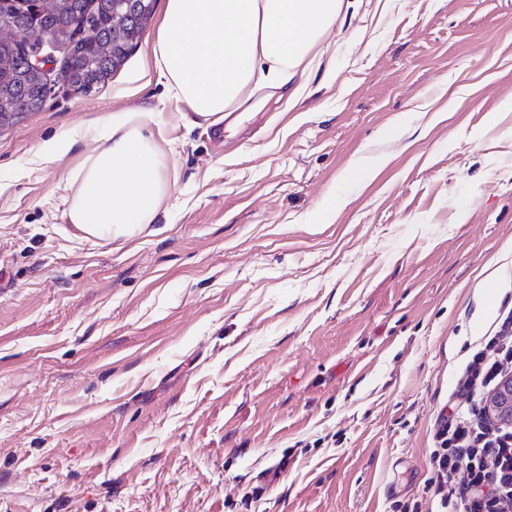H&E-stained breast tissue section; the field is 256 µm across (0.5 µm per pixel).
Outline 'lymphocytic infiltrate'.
<instances>
[{
  "mask_svg": "<svg viewBox=\"0 0 512 512\" xmlns=\"http://www.w3.org/2000/svg\"><path fill=\"white\" fill-rule=\"evenodd\" d=\"M512 373V309L473 349L436 422L428 490L437 512H512V426L486 412V400Z\"/></svg>",
  "mask_w": 512,
  "mask_h": 512,
  "instance_id": "lymphocytic-infiltrate-1",
  "label": "lymphocytic infiltrate"
}]
</instances>
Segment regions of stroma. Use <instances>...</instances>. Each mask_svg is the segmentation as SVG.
<instances>
[{"label": "stroma", "mask_w": 512, "mask_h": 512, "mask_svg": "<svg viewBox=\"0 0 512 512\" xmlns=\"http://www.w3.org/2000/svg\"><path fill=\"white\" fill-rule=\"evenodd\" d=\"M165 5L98 89L0 125V512L427 504L455 371L512 305V0H356L295 105L214 124L140 77ZM126 112L170 196L88 240L67 173Z\"/></svg>", "instance_id": "35a3bbf8"}]
</instances>
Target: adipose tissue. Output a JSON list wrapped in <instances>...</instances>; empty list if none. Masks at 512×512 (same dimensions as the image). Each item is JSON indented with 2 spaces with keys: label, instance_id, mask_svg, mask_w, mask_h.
Returning a JSON list of instances; mask_svg holds the SVG:
<instances>
[{
  "label": "adipose tissue",
  "instance_id": "adipose-tissue-1",
  "mask_svg": "<svg viewBox=\"0 0 512 512\" xmlns=\"http://www.w3.org/2000/svg\"><path fill=\"white\" fill-rule=\"evenodd\" d=\"M344 0H167L141 77L160 80L200 119L222 120L250 84L288 88ZM145 112L112 120L73 167L69 220L90 239L130 237L157 223L170 195L166 152Z\"/></svg>",
  "mask_w": 512,
  "mask_h": 512
}]
</instances>
